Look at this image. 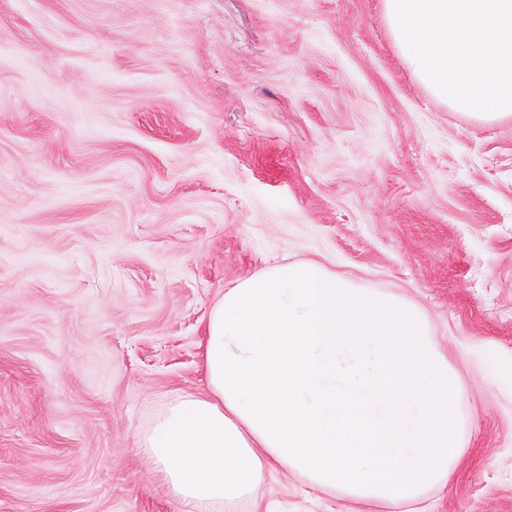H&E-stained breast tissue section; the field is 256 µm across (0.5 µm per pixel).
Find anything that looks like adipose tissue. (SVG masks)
Here are the masks:
<instances>
[{"instance_id":"1","label":"adipose tissue","mask_w":512,"mask_h":512,"mask_svg":"<svg viewBox=\"0 0 512 512\" xmlns=\"http://www.w3.org/2000/svg\"><path fill=\"white\" fill-rule=\"evenodd\" d=\"M206 395L136 434L179 512L259 508L285 471L374 512H421L462 454L463 386L412 300L322 264H277L225 288L204 343Z\"/></svg>"}]
</instances>
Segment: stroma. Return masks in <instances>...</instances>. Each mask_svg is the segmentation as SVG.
Instances as JSON below:
<instances>
[{
	"instance_id": "obj_1",
	"label": "stroma",
	"mask_w": 512,
	"mask_h": 512,
	"mask_svg": "<svg viewBox=\"0 0 512 512\" xmlns=\"http://www.w3.org/2000/svg\"><path fill=\"white\" fill-rule=\"evenodd\" d=\"M305 260L419 304L463 379L429 512H512V120L424 91L381 0H0V512H178L137 428L206 394L225 287Z\"/></svg>"
}]
</instances>
